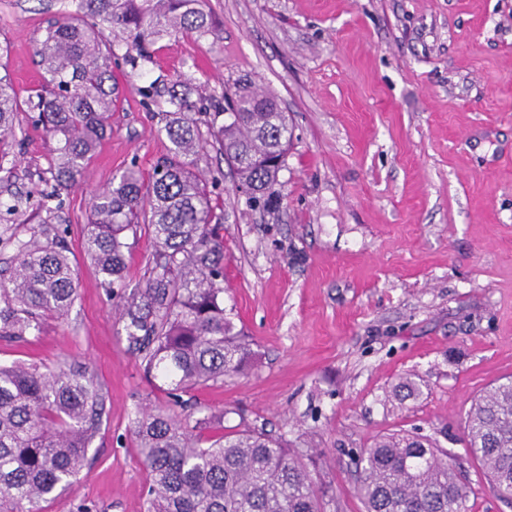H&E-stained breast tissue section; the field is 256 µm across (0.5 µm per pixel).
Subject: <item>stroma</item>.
Listing matches in <instances>:
<instances>
[{
    "mask_svg": "<svg viewBox=\"0 0 512 512\" xmlns=\"http://www.w3.org/2000/svg\"><path fill=\"white\" fill-rule=\"evenodd\" d=\"M203 40L159 41L143 77L115 69L111 134L66 200L79 274L65 319L38 339L0 338V364L89 368L103 402L87 463L45 512H144L132 421L167 406L151 387L83 248L93 190L130 167L151 174L169 141L139 86L161 78L221 98L235 83L275 98L293 130L277 200L240 192L217 145L195 170L218 182L224 306L253 341L241 374L191 391L225 429L264 427L312 454L324 512H365L354 460L380 435L416 432L458 452L468 512H512L463 455L474 397L512 377V0H209ZM61 0H0V45L20 96L42 83L37 39ZM0 210L17 238L46 217L49 143L19 116ZM415 374L417 397L389 400Z\"/></svg>",
    "mask_w": 512,
    "mask_h": 512,
    "instance_id": "stroma-1",
    "label": "stroma"
}]
</instances>
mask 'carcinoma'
<instances>
[{
  "label": "carcinoma",
  "instance_id": "cac0c4a2",
  "mask_svg": "<svg viewBox=\"0 0 512 512\" xmlns=\"http://www.w3.org/2000/svg\"><path fill=\"white\" fill-rule=\"evenodd\" d=\"M216 34L207 0H79L50 22L36 42L43 83L20 97L0 73V159L10 154L18 113L35 112L50 138L53 184L46 213L63 209L89 161L111 133L115 106L112 66L140 78L153 46L165 37ZM126 46L117 55L114 43ZM149 105L167 94L162 112L170 142L149 178L132 167L91 193L84 250L103 284L121 300L129 345L174 404L184 394L240 373L251 340L224 309V237L211 192L194 171L203 148L190 90L157 81L138 88ZM208 135L238 181L258 201L276 182L288 151V117L265 94L242 93L212 105ZM146 226L154 266L140 288L126 292L129 234ZM77 275L65 230L39 227L17 240L13 264L0 270V338L41 334L42 319L67 317ZM408 374L394 394L414 396ZM102 406L84 370L0 365V512H43L41 503L69 488L87 460ZM193 418L144 407L133 421L134 445L147 472L146 512H323V498L303 451L262 428L243 426L204 443ZM465 451L477 460L494 493L512 499V380L478 397L464 421ZM357 494L365 512H467L470 487L456 455L436 440L408 433L374 439L358 457Z\"/></svg>",
  "mask_w": 512,
  "mask_h": 512
}]
</instances>
